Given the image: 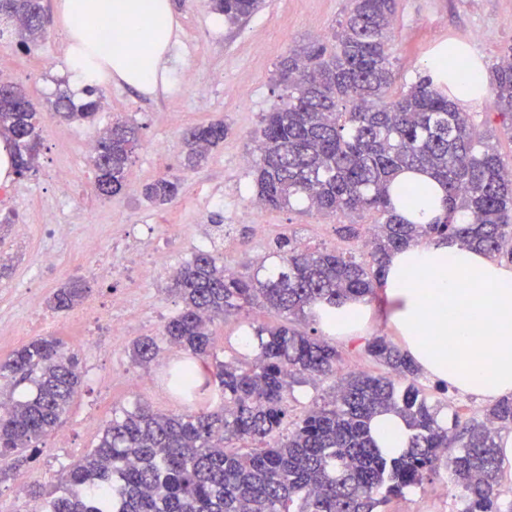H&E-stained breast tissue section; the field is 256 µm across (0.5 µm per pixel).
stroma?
Listing matches in <instances>:
<instances>
[{"label":"stroma","mask_w":512,"mask_h":512,"mask_svg":"<svg viewBox=\"0 0 512 512\" xmlns=\"http://www.w3.org/2000/svg\"><path fill=\"white\" fill-rule=\"evenodd\" d=\"M56 2L43 0L49 22L46 38L36 49L26 52L0 40V70L10 72L13 83L46 115L39 129L35 168L20 177L25 194L14 208L18 219H29L30 236L17 241L11 225L0 226V251L10 259L9 269L0 271V320L14 322L16 327L14 336L0 341V358L31 339L53 335L76 353L84 385L62 426L41 439L37 459L0 482V512H22L33 485L41 486L44 496H51L62 467L93 448L113 409L138 401L166 414L190 409V402L175 398L166 386V375L180 359V350L163 347L150 367L143 368L133 361L131 348L141 337L159 335L163 324L179 312L181 302L170 289L172 276L202 244L216 247L225 264L242 272L283 235L301 247L361 255L376 221L375 214L366 211L326 218L295 210H268L265 229L259 232L254 225L235 220L236 213L254 199L247 157L264 115L279 101L274 75L281 57L289 49L317 40L330 42L349 0H265L262 9L235 26L212 13L209 0H172L174 41L164 81L150 94L113 82L100 86L98 93L109 100V110L97 112L91 122L69 123L50 118L52 103L63 93L78 104L86 96L76 93L70 81L68 46ZM478 30L484 39L472 57L490 74L505 49L512 46V0H396L389 41L396 73L393 93L428 74L429 58L449 40L469 45ZM189 70L194 79L187 84L183 76ZM463 109L512 169V131L498 116L490 89H483ZM118 119L139 127L141 145L124 189L99 198L93 193L95 172L80 154L78 142L97 136ZM215 119L224 120L228 127L223 143L211 152L203 168H181L185 131ZM57 167L71 171L70 201L62 207L48 181L49 172ZM166 173L180 178L182 190L172 203L159 206L146 198L144 187ZM48 212L70 225V232H46L41 216ZM345 223L358 226V238L340 234ZM122 232L141 239L145 250L158 258L150 283L138 284L121 271L108 279L98 276L99 261L112 259L114 239ZM91 238L102 247L99 257L84 253ZM42 252L55 253L59 266L36 269ZM74 278L85 281L88 302L99 307H106L113 297L126 298L125 315L131 325L127 335H86L80 306L60 313L48 309L54 290ZM277 321L274 313L256 308L216 323V353L222 359L234 357L250 325ZM390 335L385 323L376 320L354 335L335 339L340 373L383 374L384 366L367 355L365 345L374 337ZM418 382L441 413L464 422L484 419L491 406L489 400L476 395L440 389L438 382L423 374ZM463 508L459 490L442 471L390 498L380 512H463Z\"/></svg>","instance_id":"1"}]
</instances>
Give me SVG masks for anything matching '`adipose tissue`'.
Masks as SVG:
<instances>
[{
	"mask_svg": "<svg viewBox=\"0 0 512 512\" xmlns=\"http://www.w3.org/2000/svg\"><path fill=\"white\" fill-rule=\"evenodd\" d=\"M75 90L120 79L155 90L171 44L170 0H57ZM478 309L449 317V307ZM380 315L426 375L493 400L512 393V266L459 242L412 244L388 259L380 299L351 298L317 310L330 336H349Z\"/></svg>",
	"mask_w": 512,
	"mask_h": 512,
	"instance_id": "1",
	"label": "adipose tissue"
}]
</instances>
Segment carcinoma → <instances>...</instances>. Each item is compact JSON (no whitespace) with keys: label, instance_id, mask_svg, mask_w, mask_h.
Here are the masks:
<instances>
[{"label":"carcinoma","instance_id":"carcinoma-1","mask_svg":"<svg viewBox=\"0 0 512 512\" xmlns=\"http://www.w3.org/2000/svg\"><path fill=\"white\" fill-rule=\"evenodd\" d=\"M230 25L263 7V0H210ZM395 0H351L338 23L335 50L321 44L289 51L279 62V104L266 113L251 161L256 201L269 210L297 205L322 215L374 211L380 215L356 258L336 250H300L288 239L251 272H229L221 253L197 250L177 270L171 290L181 311L160 335L136 341L132 357L142 366L160 344L185 360L170 373V387L197 399L192 411L162 414L146 404L115 408L100 440L58 478L55 496L30 498L42 512H377L390 497L415 487L440 467L462 491L463 512L501 510L494 488L502 471L501 433L512 429V397L497 401L485 420L439 422V409L416 383L407 355L382 337L366 352L401 380L351 373L336 382L333 399L310 411L287 435L288 391L336 374L340 354L318 335L313 308L370 296L385 276L389 255L412 243L460 240L512 261V172L477 133L451 96L455 70L442 68L406 92L390 94L395 81L387 44ZM13 23L16 45L31 50L45 33L34 0H0V19ZM492 95L512 128V47L493 72ZM77 106L64 94L53 114L86 120L99 109L92 98ZM13 88L0 97V139L13 151L15 172L36 160L42 113ZM222 120L184 134L181 165L195 170L224 142ZM91 158L95 192L120 193L140 145L139 128L112 123ZM422 172L444 192L445 213L429 224L408 223L396 213L391 188L399 175ZM180 183L162 176L145 188L157 205L173 201ZM88 288L73 280L48 301L70 311ZM263 308L280 318L258 326L249 360H220L211 326L227 315ZM217 382L213 394L199 384L202 372ZM0 380L30 387L9 397L0 412V462L11 468L36 459V442L55 430L82 386L76 357L54 336L38 337L0 359ZM394 413L405 422L408 447L386 455L371 435V420Z\"/></svg>","mask_w":512,"mask_h":512}]
</instances>
